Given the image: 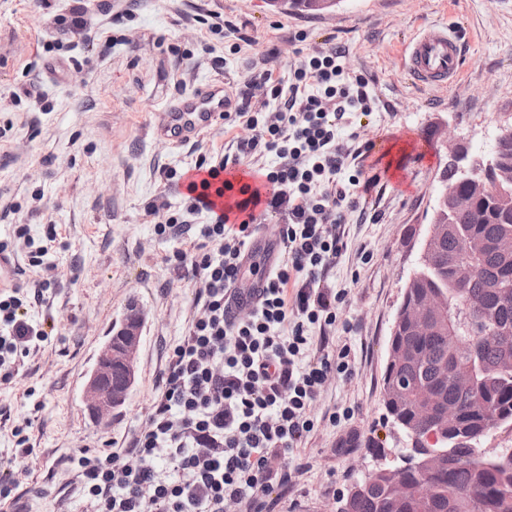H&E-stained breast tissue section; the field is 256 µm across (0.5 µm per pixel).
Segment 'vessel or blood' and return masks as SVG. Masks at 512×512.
Wrapping results in <instances>:
<instances>
[{
	"label": "vessel or blood",
	"mask_w": 512,
	"mask_h": 512,
	"mask_svg": "<svg viewBox=\"0 0 512 512\" xmlns=\"http://www.w3.org/2000/svg\"><path fill=\"white\" fill-rule=\"evenodd\" d=\"M462 65L459 39L452 28H427L409 47L405 66L420 85L449 87ZM236 103L222 85L207 83L177 98L169 107L167 120L158 131L166 142L180 143L210 127L224 113L234 111Z\"/></svg>",
	"instance_id": "b4317fda"
}]
</instances>
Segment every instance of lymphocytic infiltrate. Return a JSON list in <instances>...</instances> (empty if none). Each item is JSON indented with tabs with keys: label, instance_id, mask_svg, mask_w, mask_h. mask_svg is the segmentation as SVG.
Segmentation results:
<instances>
[{
	"label": "lymphocytic infiltrate",
	"instance_id": "obj_1",
	"mask_svg": "<svg viewBox=\"0 0 512 512\" xmlns=\"http://www.w3.org/2000/svg\"><path fill=\"white\" fill-rule=\"evenodd\" d=\"M343 47L332 45L277 76L271 56L251 68L235 95L233 122L246 120L251 137L234 155L195 169L217 176L244 161L269 158L257 173L269 194L242 190L236 220L209 212L185 187L182 209L154 225L161 237H189L192 254L175 253L186 276L203 279L196 293L199 316L175 345L161 374L145 427L124 445L80 449L79 490L93 512H278V494L293 483L288 456L313 432L308 415L329 376L351 375L347 351L331 357L312 350L313 328L336 323L342 292L328 273L347 250V217L358 208V187L372 181L347 175L350 161L364 163L371 144L342 136L344 117L370 113L367 82L349 78ZM266 90L256 98L253 87ZM274 108V121L263 114ZM209 221L197 223L199 214ZM280 213L278 257L266 272L256 302L235 304L256 274L254 243L259 216ZM48 246L30 247L29 266L45 276L29 288L0 289V382L47 338L34 324L25 298L44 301L54 266Z\"/></svg>",
	"mask_w": 512,
	"mask_h": 512
}]
</instances>
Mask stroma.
I'll list each match as a JSON object with an SVG mask.
<instances>
[{"label": "stroma", "mask_w": 512, "mask_h": 512, "mask_svg": "<svg viewBox=\"0 0 512 512\" xmlns=\"http://www.w3.org/2000/svg\"><path fill=\"white\" fill-rule=\"evenodd\" d=\"M113 0H0V240L11 242L22 282L40 279L14 236L54 235L47 256L56 278L28 315L47 341L0 383V469L12 473L14 501L0 512H91L72 461L144 428L156 382L195 313L200 280L185 277L174 255L189 250L153 226L183 206L173 169L220 160L251 137L244 120H216L174 145L156 128L169 104L206 82L237 90L253 61L272 49L280 75L302 55L343 45L349 76L368 83L376 108L354 117L359 142L371 143L381 176L350 215L348 248L329 281L346 290L328 329L326 353L348 348L354 373L335 375L314 403L317 425L295 465L280 512H336L338 501L373 466L374 447L405 448V433L383 402L388 342L404 289L416 272L447 165V141L477 152L489 132L512 126V0H341L335 10L304 14L266 0H128L112 19ZM87 7V21L109 42L74 37L63 17ZM218 13L246 29L234 49L201 16ZM447 24L461 39L463 65L446 89L412 83L406 46L424 29ZM371 260H361V252ZM136 306L144 315L135 382L109 425L96 422L84 389L112 326ZM341 419L326 421V413ZM22 428L31 453L18 454Z\"/></svg>", "instance_id": "1"}]
</instances>
